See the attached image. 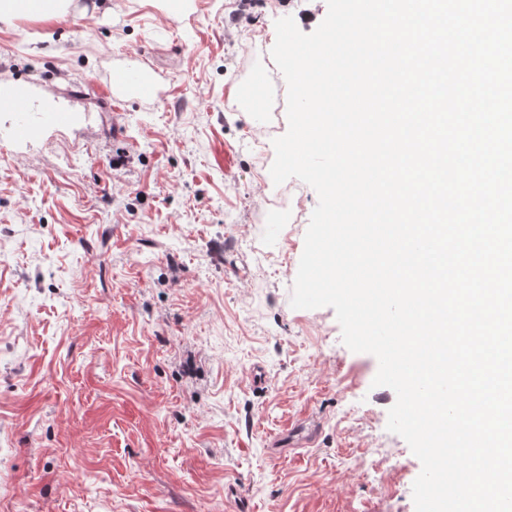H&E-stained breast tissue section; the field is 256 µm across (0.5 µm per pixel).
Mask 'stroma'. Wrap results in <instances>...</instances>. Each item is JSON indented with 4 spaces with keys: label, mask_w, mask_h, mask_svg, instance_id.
Masks as SVG:
<instances>
[{
    "label": "stroma",
    "mask_w": 512,
    "mask_h": 512,
    "mask_svg": "<svg viewBox=\"0 0 512 512\" xmlns=\"http://www.w3.org/2000/svg\"><path fill=\"white\" fill-rule=\"evenodd\" d=\"M326 14L71 0L0 22V79L24 91L0 112V512H233L231 483L254 512H415L421 463L386 429L376 357L333 308L290 305L309 222L268 210L275 149L256 144L287 116L244 95L260 73L285 101L275 22ZM119 70L158 96L113 89Z\"/></svg>",
    "instance_id": "obj_1"
}]
</instances>
